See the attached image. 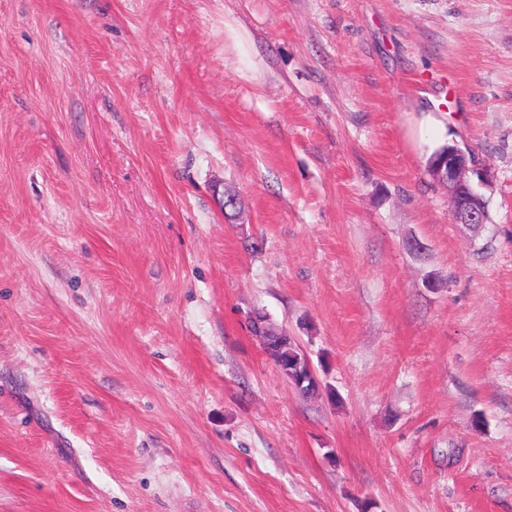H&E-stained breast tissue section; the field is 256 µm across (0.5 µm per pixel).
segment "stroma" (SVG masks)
Instances as JSON below:
<instances>
[{
	"label": "stroma",
	"instance_id": "35a3bbf8",
	"mask_svg": "<svg viewBox=\"0 0 512 512\" xmlns=\"http://www.w3.org/2000/svg\"><path fill=\"white\" fill-rule=\"evenodd\" d=\"M365 502L512 512V0H0V512ZM446 152L443 162L429 172L448 189L454 223L469 229L487 224L488 201L481 189L490 186L492 180L489 171L475 164L470 154L457 145L438 148L428 158V163ZM256 320L260 324V329L255 322L250 326L251 332L254 336H262L269 347H271L275 352L280 350V355L288 354L289 357L291 355H295L297 358H302L303 353L299 351L291 340L288 341V344L284 345V339L277 336L281 333L270 322H268L265 316L258 315L256 316Z\"/></svg>",
	"mask_w": 512,
	"mask_h": 512
}]
</instances>
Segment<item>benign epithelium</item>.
Instances as JSON below:
<instances>
[{"mask_svg": "<svg viewBox=\"0 0 512 512\" xmlns=\"http://www.w3.org/2000/svg\"><path fill=\"white\" fill-rule=\"evenodd\" d=\"M430 173L448 189L454 223L474 229L488 222V201L482 189L490 186L491 175L470 154L450 145L443 162Z\"/></svg>", "mask_w": 512, "mask_h": 512, "instance_id": "7a95c632", "label": "benign epithelium"}]
</instances>
